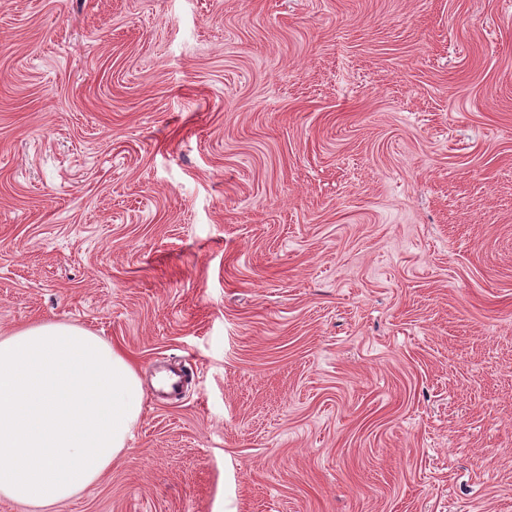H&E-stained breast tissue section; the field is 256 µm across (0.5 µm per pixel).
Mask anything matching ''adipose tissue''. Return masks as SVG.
Wrapping results in <instances>:
<instances>
[{
    "label": "adipose tissue",
    "instance_id": "ef3b65f1",
    "mask_svg": "<svg viewBox=\"0 0 512 512\" xmlns=\"http://www.w3.org/2000/svg\"><path fill=\"white\" fill-rule=\"evenodd\" d=\"M144 399L128 359L82 327L47 320L0 336V497L47 507L96 483Z\"/></svg>",
    "mask_w": 512,
    "mask_h": 512
}]
</instances>
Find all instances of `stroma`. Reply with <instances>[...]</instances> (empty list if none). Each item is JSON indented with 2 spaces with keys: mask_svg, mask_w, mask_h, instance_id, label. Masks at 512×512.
Returning <instances> with one entry per match:
<instances>
[{
  "mask_svg": "<svg viewBox=\"0 0 512 512\" xmlns=\"http://www.w3.org/2000/svg\"><path fill=\"white\" fill-rule=\"evenodd\" d=\"M44 319L146 396L50 512H512V0H0Z\"/></svg>",
  "mask_w": 512,
  "mask_h": 512,
  "instance_id": "stroma-1",
  "label": "stroma"
}]
</instances>
